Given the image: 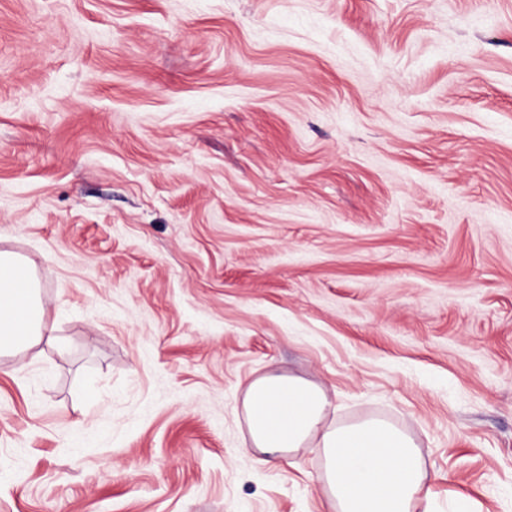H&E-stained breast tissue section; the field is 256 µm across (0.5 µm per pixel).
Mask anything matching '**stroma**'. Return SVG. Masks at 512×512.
I'll return each instance as SVG.
<instances>
[{"instance_id":"1","label":"stroma","mask_w":512,"mask_h":512,"mask_svg":"<svg viewBox=\"0 0 512 512\" xmlns=\"http://www.w3.org/2000/svg\"><path fill=\"white\" fill-rule=\"evenodd\" d=\"M0 250V512H327L273 372L512 512V0H0ZM48 323L31 263L0 251V356L37 345Z\"/></svg>"}]
</instances>
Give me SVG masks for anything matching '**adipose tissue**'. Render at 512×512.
Returning <instances> with one entry per match:
<instances>
[{
	"instance_id": "adipose-tissue-1",
	"label": "adipose tissue",
	"mask_w": 512,
	"mask_h": 512,
	"mask_svg": "<svg viewBox=\"0 0 512 512\" xmlns=\"http://www.w3.org/2000/svg\"><path fill=\"white\" fill-rule=\"evenodd\" d=\"M48 323L31 263L0 251V356L37 345ZM318 385L291 374L251 381L244 398L251 446L277 464L300 448L319 449L317 476L330 512H415L429 500L420 450L402 427L378 417L333 425Z\"/></svg>"
}]
</instances>
